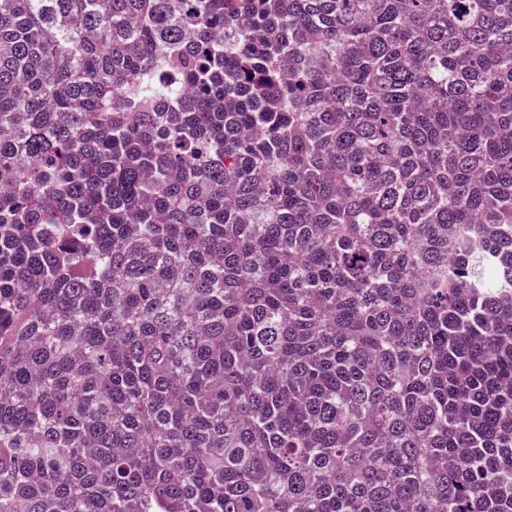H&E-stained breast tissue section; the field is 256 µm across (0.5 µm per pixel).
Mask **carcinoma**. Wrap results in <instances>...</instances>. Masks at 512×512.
<instances>
[{
  "label": "carcinoma",
  "mask_w": 512,
  "mask_h": 512,
  "mask_svg": "<svg viewBox=\"0 0 512 512\" xmlns=\"http://www.w3.org/2000/svg\"><path fill=\"white\" fill-rule=\"evenodd\" d=\"M0 512H512V0H0Z\"/></svg>",
  "instance_id": "obj_1"
}]
</instances>
